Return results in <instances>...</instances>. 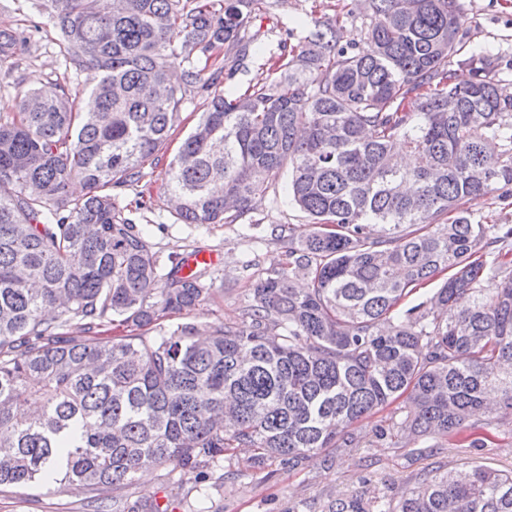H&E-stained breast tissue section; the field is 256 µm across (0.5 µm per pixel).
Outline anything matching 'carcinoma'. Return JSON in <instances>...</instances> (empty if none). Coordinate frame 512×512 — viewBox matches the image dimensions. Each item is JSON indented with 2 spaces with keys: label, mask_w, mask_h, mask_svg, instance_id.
Wrapping results in <instances>:
<instances>
[{
  "label": "carcinoma",
  "mask_w": 512,
  "mask_h": 512,
  "mask_svg": "<svg viewBox=\"0 0 512 512\" xmlns=\"http://www.w3.org/2000/svg\"><path fill=\"white\" fill-rule=\"evenodd\" d=\"M364 2L360 39L344 46L316 22L268 56L245 27L269 0H37L65 66L99 81L28 89L0 119V488L127 485L240 447L255 468H294L356 447L352 426L401 397L415 414L379 439L483 448L493 422L469 419L486 390L512 412V224L464 207L494 191L512 205L499 58L474 51L460 83L458 0ZM27 42L1 28L0 64ZM248 59L274 81L236 87ZM201 83L224 90L168 163L178 219L232 224L286 168L308 234L254 285L245 319L202 340L188 323L65 337L72 321L143 329L208 298L183 261L161 272L112 195L141 181ZM440 274L431 297L404 305ZM328 512H512V470L436 472L399 498L338 497Z\"/></svg>",
  "instance_id": "obj_1"
}]
</instances>
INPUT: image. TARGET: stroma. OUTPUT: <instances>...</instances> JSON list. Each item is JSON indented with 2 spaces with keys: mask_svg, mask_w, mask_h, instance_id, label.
Listing matches in <instances>:
<instances>
[{
  "mask_svg": "<svg viewBox=\"0 0 512 512\" xmlns=\"http://www.w3.org/2000/svg\"><path fill=\"white\" fill-rule=\"evenodd\" d=\"M467 18L461 54L486 47L498 52V75L504 92L512 91V0H460ZM361 6L354 0H278L269 12L253 13L249 29L276 49L286 30L303 36L313 22L336 23L343 41L356 38L361 28ZM0 25L25 32L28 50L0 65V116L17 110L21 92L38 89L58 93L61 86L92 87L95 71L78 77L67 73L57 47V32L35 0H0ZM172 156L169 149L158 152L145 166L144 189L149 192L145 206H137V187L121 190L118 204L125 217L147 235L163 269H170L171 257L207 255L196 270L211 290L206 302L187 314L171 315L158 327L168 333L178 325L191 323L210 332L220 323L241 322L249 303L250 290L260 277L288 264V241L277 237L278 228L294 227L304 234L310 221L289 204L281 184L270 186L252 212L233 224H185L172 212L164 193L165 171ZM409 413L403 400L376 409L354 425L358 447L337 452L334 461L316 454L291 469L272 463L251 468L249 452L235 449L222 468L197 471L172 465L139 475L128 485L91 492L78 485H38L23 490L0 492V512H91L96 503L113 499L159 503L169 512H326L336 496L369 499L376 495L397 496L416 486L420 477L464 466L481 465L495 470L512 469V415H500L487 447L464 448L444 438L422 441L420 450L389 446L378 439L380 427L402 422Z\"/></svg>",
  "mask_w": 512,
  "mask_h": 512,
  "instance_id": "obj_1",
  "label": "stroma"
}]
</instances>
